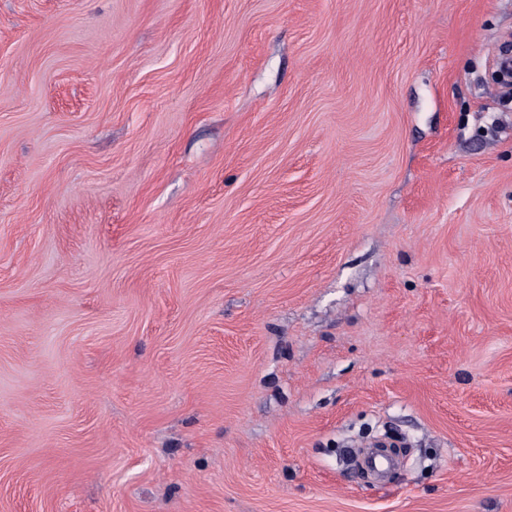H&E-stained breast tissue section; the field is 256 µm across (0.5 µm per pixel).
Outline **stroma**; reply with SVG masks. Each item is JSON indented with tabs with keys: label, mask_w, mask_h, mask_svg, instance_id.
Masks as SVG:
<instances>
[{
	"label": "stroma",
	"mask_w": 512,
	"mask_h": 512,
	"mask_svg": "<svg viewBox=\"0 0 512 512\" xmlns=\"http://www.w3.org/2000/svg\"><path fill=\"white\" fill-rule=\"evenodd\" d=\"M512 0H0V512H512Z\"/></svg>",
	"instance_id": "stroma-1"
}]
</instances>
